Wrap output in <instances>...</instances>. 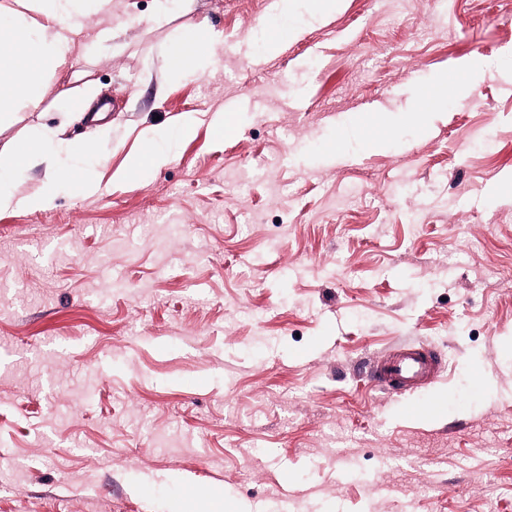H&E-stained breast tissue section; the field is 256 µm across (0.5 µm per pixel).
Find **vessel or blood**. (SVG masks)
Here are the masks:
<instances>
[{"mask_svg":"<svg viewBox=\"0 0 512 512\" xmlns=\"http://www.w3.org/2000/svg\"><path fill=\"white\" fill-rule=\"evenodd\" d=\"M435 367L436 358L432 352L421 346H410L385 367L371 369L368 385L381 391L409 393L415 391Z\"/></svg>","mask_w":512,"mask_h":512,"instance_id":"b4317fda","label":"vessel or blood"}]
</instances>
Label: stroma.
Returning <instances> with one entry per match:
<instances>
[{
  "instance_id": "stroma-1",
  "label": "stroma",
  "mask_w": 512,
  "mask_h": 512,
  "mask_svg": "<svg viewBox=\"0 0 512 512\" xmlns=\"http://www.w3.org/2000/svg\"><path fill=\"white\" fill-rule=\"evenodd\" d=\"M298 3L270 57L271 0H112L0 129L61 126L98 180L0 211V512H512V0ZM198 25L223 45L171 76ZM420 343L437 380L366 387ZM193 133L190 121H184L173 131L149 128L142 133V147L138 152L130 154L123 171H137L143 167L160 168L170 162V151L166 146L178 137H189Z\"/></svg>"
}]
</instances>
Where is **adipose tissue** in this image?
<instances>
[{"label":"adipose tissue","mask_w":512,"mask_h":512,"mask_svg":"<svg viewBox=\"0 0 512 512\" xmlns=\"http://www.w3.org/2000/svg\"><path fill=\"white\" fill-rule=\"evenodd\" d=\"M112 0H0V122L13 119L17 111L35 106L38 90L47 71L67 63L74 50V33L88 14L110 11ZM224 42L223 31L212 27L184 30L177 49L168 58L172 75L185 76L208 62L216 47ZM193 133L191 122L175 130L149 128L142 133V147L130 154L125 168H159L170 161L168 144ZM71 149L57 131L44 128L26 139L13 140L0 147V211L22 207L31 211L48 208L62 180H69L86 191L97 182L86 170L69 166L64 176H51L39 193L18 196L16 182L23 166L47 161L60 164Z\"/></svg>","instance_id":"ef3b65f1"}]
</instances>
